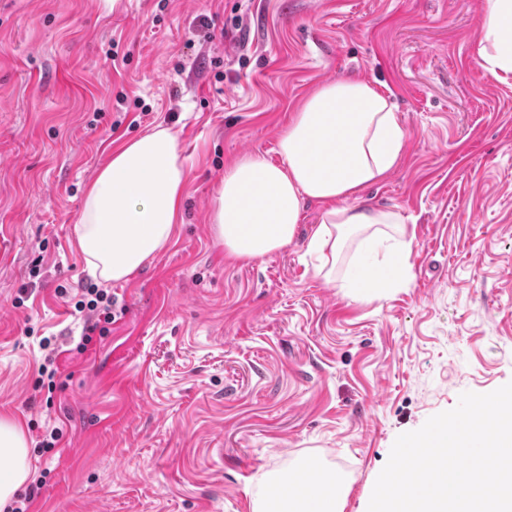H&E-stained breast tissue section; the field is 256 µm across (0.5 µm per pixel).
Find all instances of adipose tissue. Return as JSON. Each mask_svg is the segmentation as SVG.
Here are the masks:
<instances>
[{
    "instance_id": "obj_1",
    "label": "adipose tissue",
    "mask_w": 512,
    "mask_h": 512,
    "mask_svg": "<svg viewBox=\"0 0 512 512\" xmlns=\"http://www.w3.org/2000/svg\"><path fill=\"white\" fill-rule=\"evenodd\" d=\"M479 55L486 75L512 76V0H487ZM405 132L393 104L371 83L346 79L321 85L294 112L278 141L281 163L244 158L224 174L211 222L234 256L254 259L291 244L303 203L322 204L307 252L315 275L336 280V259L350 238L364 234L368 251L383 252L385 279L404 273L412 242L401 216L354 205L363 189L398 164ZM188 168L178 137L159 125L123 142L89 183L75 241L90 276L121 282L171 241L183 220ZM0 512L29 476L22 425L0 418ZM282 505L264 512H341L345 485L332 477L312 489L303 475L281 482Z\"/></svg>"
}]
</instances>
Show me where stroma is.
<instances>
[{"label":"stroma","mask_w":512,"mask_h":512,"mask_svg":"<svg viewBox=\"0 0 512 512\" xmlns=\"http://www.w3.org/2000/svg\"><path fill=\"white\" fill-rule=\"evenodd\" d=\"M485 4L0 0V417L25 428L30 512H254L267 473L312 460L345 477L342 512H367L400 434L512 381V77L481 66ZM345 78L390 95L405 130L357 199L413 235L378 297L315 276L316 202L256 259L210 222L225 171L279 162L293 113ZM160 123L189 167L184 222L106 283L115 320L77 352L85 189Z\"/></svg>","instance_id":"stroma-1"}]
</instances>
